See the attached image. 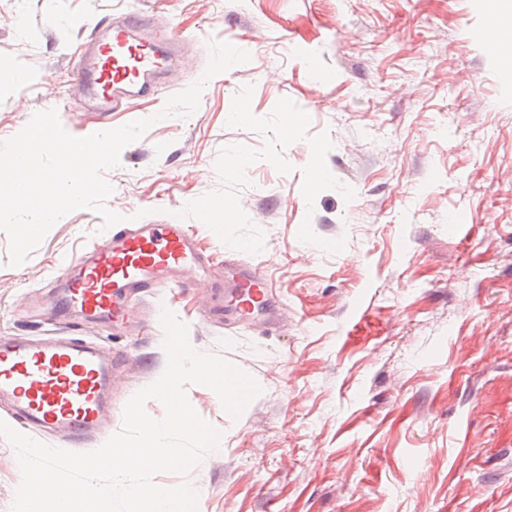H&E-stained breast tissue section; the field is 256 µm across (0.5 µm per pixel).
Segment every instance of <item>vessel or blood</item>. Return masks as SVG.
Masks as SVG:
<instances>
[{
  "instance_id": "obj_1",
  "label": "vessel or blood",
  "mask_w": 512,
  "mask_h": 512,
  "mask_svg": "<svg viewBox=\"0 0 512 512\" xmlns=\"http://www.w3.org/2000/svg\"><path fill=\"white\" fill-rule=\"evenodd\" d=\"M183 44L175 31L136 12L99 20L76 63L82 98L93 111L118 112L132 99L154 95ZM210 269L190 225L117 224L55 276L52 308L121 328L135 299L181 286L185 271ZM212 292L214 311L228 325L276 313L267 281L253 268H233L229 280H214ZM122 362L120 354L83 338L0 336V407L22 426L62 441L90 439L112 412Z\"/></svg>"
}]
</instances>
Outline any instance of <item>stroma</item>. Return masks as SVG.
<instances>
[{
	"label": "stroma",
	"mask_w": 512,
	"mask_h": 512,
	"mask_svg": "<svg viewBox=\"0 0 512 512\" xmlns=\"http://www.w3.org/2000/svg\"><path fill=\"white\" fill-rule=\"evenodd\" d=\"M134 10L182 31V53L134 111H87L74 53L100 19ZM487 29L484 0H0V141L51 108L76 137L150 117L201 77L209 40L250 53L209 81L192 116L123 149L105 173L111 210L167 223L219 187L220 149L262 148L263 134L226 125L248 84L254 115L286 97L309 114L310 135L329 133L327 167L356 192L306 204L311 149L300 140L283 151L290 173L259 161L238 190L262 252L231 249L192 220L212 276L235 261L265 275L276 325L225 328L193 273L150 298L189 325L196 350L263 389L233 419L213 390L188 386L222 447L155 481L191 484L198 512H512V70ZM306 220L344 249L300 242ZM100 224L71 212L18 267L0 231V336L61 335L57 315L30 323L31 300L48 298ZM144 315L131 334L75 330L124 359L112 414L78 451L118 432L128 400L166 368L162 326Z\"/></svg>",
	"instance_id": "35a3bbf8"
}]
</instances>
